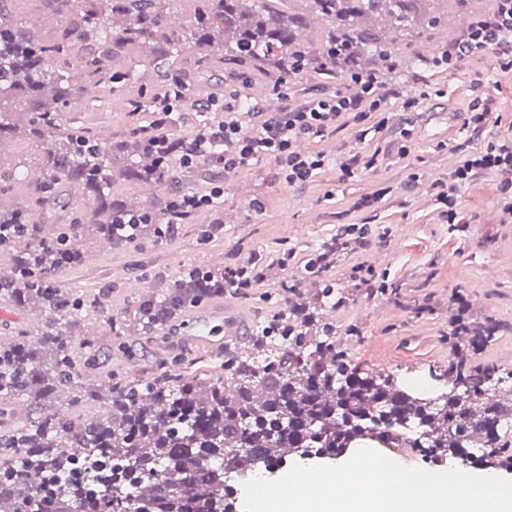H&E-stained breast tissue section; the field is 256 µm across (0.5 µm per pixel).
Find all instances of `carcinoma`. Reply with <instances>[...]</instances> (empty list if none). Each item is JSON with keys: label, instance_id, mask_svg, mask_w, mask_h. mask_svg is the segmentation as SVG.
<instances>
[{"label": "carcinoma", "instance_id": "carcinoma-1", "mask_svg": "<svg viewBox=\"0 0 512 512\" xmlns=\"http://www.w3.org/2000/svg\"><path fill=\"white\" fill-rule=\"evenodd\" d=\"M0 0V148L25 139L35 148L39 175L29 196L0 205V254L11 275L0 276V297L46 317L36 337H0V512H236L229 481L265 472L290 456L343 453L363 439L412 448L431 462L459 458L485 469L512 459V371L475 366L473 356L495 340L499 324L469 321L461 304L448 336L454 358L448 384L422 399L390 378H369L350 367L325 312L345 303L335 288L297 294L285 316L251 337L253 352L224 346V375L214 380L165 369L152 376L108 375L96 385L88 368L94 340L73 352L78 326L96 304L53 285L55 273L82 262L80 239L94 236L125 246L173 231L194 216L174 218V196L130 206L112 182L175 186L182 138L168 131V151L156 152L138 114L154 111L155 94L178 79L193 85L174 61L186 50L205 64L215 46L241 66L263 71L273 85L294 74L381 75L397 67L394 46L422 38L441 23L438 0H194L186 31L170 25L168 0H44L65 21L60 34L39 41ZM314 16L328 23L317 45L297 32ZM147 47L161 82L117 61ZM114 93L137 86L127 101L129 127L108 138L77 131L67 112L88 85ZM25 181L0 170V197ZM79 192L87 211L47 236L42 224ZM39 211L43 222L31 220ZM136 216V229L118 226ZM224 291V275L189 271L176 287L149 293L132 322L158 336L182 312ZM98 404L89 421L79 405Z\"/></svg>", "mask_w": 512, "mask_h": 512}]
</instances>
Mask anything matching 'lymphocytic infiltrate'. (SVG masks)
Segmentation results:
<instances>
[{
	"instance_id": "obj_1",
	"label": "lymphocytic infiltrate",
	"mask_w": 512,
	"mask_h": 512,
	"mask_svg": "<svg viewBox=\"0 0 512 512\" xmlns=\"http://www.w3.org/2000/svg\"><path fill=\"white\" fill-rule=\"evenodd\" d=\"M489 49L499 56L501 71L511 72L512 0H498L495 12L474 18L465 33L436 56L435 63L452 67ZM354 80L362 88L360 96L324 91L281 111L258 113L256 122L247 129L240 122L236 100L210 99L208 119L199 122L181 143L180 165L190 169L200 162L213 161L231 174L271 160L288 185H305L324 167L326 159L319 152H298L299 140L320 139L335 130L337 124L357 125L369 118L374 121V130L379 131L385 125L382 114L390 99L400 100L406 110L414 104L413 99L403 97L398 90L385 88L372 74H358ZM481 172L501 175L502 191L512 190V138L464 156L446 177L430 184L429 189L443 205L448 220L457 216L453 208L457 188Z\"/></svg>"
}]
</instances>
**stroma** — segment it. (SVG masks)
Here are the masks:
<instances>
[{
	"label": "stroma",
	"instance_id": "stroma-1",
	"mask_svg": "<svg viewBox=\"0 0 512 512\" xmlns=\"http://www.w3.org/2000/svg\"><path fill=\"white\" fill-rule=\"evenodd\" d=\"M439 11V29L413 47L425 65L416 74L386 80L387 86L402 87L419 100L406 155L397 152L400 113L390 115L381 133L363 136L356 126H340L309 145L326 157L313 182L286 184L272 161L231 175L223 165L208 162L184 177L197 192L223 184L221 216L200 212L167 241L145 239L115 248L84 241L86 263L58 272L54 283L74 296L92 293L100 299L97 319L83 327L93 334L98 350L94 380L125 372L130 365L138 373H151L181 357L194 359L199 377H218L221 369L209 347L191 336L199 320L212 333L223 332V321L208 316L211 303L187 309L163 348L134 332H111L108 320L132 310L140 296L173 286L187 269H232L256 256L271 264L265 286L246 297L230 291L220 296L226 305L246 312L241 334L233 339L238 348H247L251 331L285 309L281 283L303 291L330 284L347 298L331 320L337 336L346 337L347 354L360 374L388 375L400 385L420 375L437 388L436 377L452 358L450 320L463 302L473 319L490 318L501 326L497 340L476 354L474 363L512 370V223L501 221L502 208L512 198L501 192L499 175L477 174L457 190L458 221L451 224L436 201L418 195L416 187L448 172L459 155L512 137V75L499 70L490 52L450 70L434 68L431 59L442 45L441 32L461 15L456 0H441ZM179 63L194 68L198 85L207 87L210 96L233 97L245 107L260 100L285 107L315 92L320 83L314 74L291 76L280 91H272L259 73L225 59L220 47L202 66H195L190 53ZM485 98L493 101L499 122L471 134L468 114L475 101ZM127 116L124 98L105 88L82 95L70 114L105 137L125 129ZM377 149L386 156L381 167L342 179L341 161ZM367 197L373 198L372 206H363ZM217 218L221 226L201 238V228ZM350 224L365 228L367 248L340 246ZM330 246L336 249L331 266L317 276L308 273L306 261ZM283 254L287 267L275 266L274 258Z\"/></svg>",
	"mask_w": 512,
	"mask_h": 512
}]
</instances>
